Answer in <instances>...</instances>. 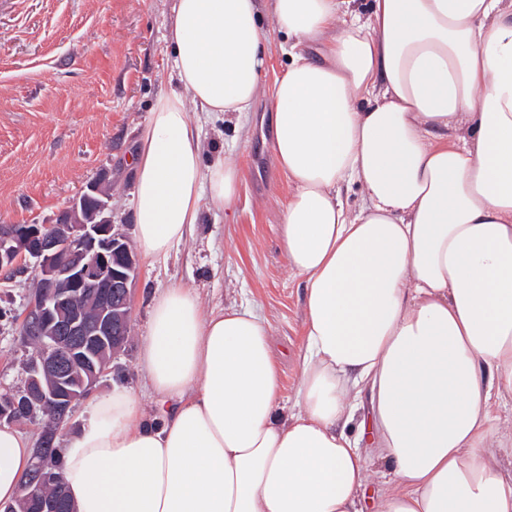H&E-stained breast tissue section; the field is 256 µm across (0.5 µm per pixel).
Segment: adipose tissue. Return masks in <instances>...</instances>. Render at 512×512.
<instances>
[{"label":"adipose tissue","mask_w":512,"mask_h":512,"mask_svg":"<svg viewBox=\"0 0 512 512\" xmlns=\"http://www.w3.org/2000/svg\"><path fill=\"white\" fill-rule=\"evenodd\" d=\"M175 89L131 158L135 238L166 259L239 170L203 161L192 112L225 120L270 92L290 194L279 226L305 287L300 380L285 402L267 319L152 299L139 369L91 398L63 450L77 512H512V0H174ZM364 198L343 199L349 186ZM356 436H349L348 426ZM30 439L0 427V503Z\"/></svg>","instance_id":"adipose-tissue-1"}]
</instances>
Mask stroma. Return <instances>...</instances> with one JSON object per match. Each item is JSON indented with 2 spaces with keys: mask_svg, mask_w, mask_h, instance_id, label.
Wrapping results in <instances>:
<instances>
[{
  "mask_svg": "<svg viewBox=\"0 0 512 512\" xmlns=\"http://www.w3.org/2000/svg\"><path fill=\"white\" fill-rule=\"evenodd\" d=\"M172 0H0V224H50L100 173L112 174L113 220L133 235L128 158L158 90L169 83ZM206 159L240 170L231 210L205 212L166 262L141 260L128 346L93 392L129 388L145 407L151 394L138 368L151 298L194 288L204 309L252 305L268 320L282 393L299 380L304 284L279 244L290 187L272 148V107L262 97L235 123L202 112ZM31 275L0 282V392L23 386L35 349L20 336L33 297Z\"/></svg>",
  "mask_w": 512,
  "mask_h": 512,
  "instance_id": "stroma-1",
  "label": "stroma"
}]
</instances>
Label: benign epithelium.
I'll list each match as a JSON object with an SVG mask.
<instances>
[{
	"label": "benign epithelium",
	"mask_w": 512,
	"mask_h": 512,
	"mask_svg": "<svg viewBox=\"0 0 512 512\" xmlns=\"http://www.w3.org/2000/svg\"><path fill=\"white\" fill-rule=\"evenodd\" d=\"M112 181L103 173L61 211L53 224L0 225V270L31 273L33 300L19 326L40 353L23 387L0 394V425L37 421L41 444L22 485L21 499L37 512H55L45 488L57 482L46 449L105 374L104 353L128 343L138 259L113 224ZM91 296L94 315L83 305Z\"/></svg>",
	"instance_id": "1"
}]
</instances>
